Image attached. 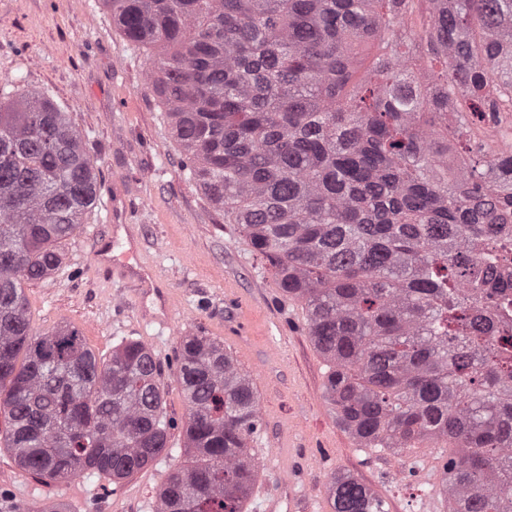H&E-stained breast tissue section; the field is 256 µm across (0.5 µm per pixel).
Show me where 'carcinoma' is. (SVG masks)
I'll use <instances>...</instances> for the list:
<instances>
[{
  "label": "carcinoma",
  "instance_id": "1",
  "mask_svg": "<svg viewBox=\"0 0 512 512\" xmlns=\"http://www.w3.org/2000/svg\"><path fill=\"white\" fill-rule=\"evenodd\" d=\"M149 57L183 171L304 303L360 448H437L449 512H512V0H102ZM96 165L44 94L0 101V411L16 465L118 485L167 449L161 368L36 334L25 286L95 207ZM192 464L158 512H244L261 430L224 343L183 337ZM333 512H387L353 475Z\"/></svg>",
  "mask_w": 512,
  "mask_h": 512
}]
</instances>
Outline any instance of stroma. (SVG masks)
Segmentation results:
<instances>
[{
	"label": "stroma",
	"mask_w": 512,
	"mask_h": 512,
	"mask_svg": "<svg viewBox=\"0 0 512 512\" xmlns=\"http://www.w3.org/2000/svg\"><path fill=\"white\" fill-rule=\"evenodd\" d=\"M146 69V52L116 29L99 0H0V83L22 74L28 91L50 94L81 132L102 182L97 205L60 246L61 267L26 288L32 327H77L101 360L120 338L144 343L163 369L166 411L175 423L167 454L113 491L95 476L42 483L1 449L0 499L39 506L55 500L68 512H156L166 473L190 462L182 428L187 405L170 363L182 337L202 330L223 343L257 389L262 430L250 446L260 490L249 512H267V497L293 485L310 497V512H332L331 481L344 473L358 476L388 512H428L431 450L415 456L360 448L339 425L324 397L330 364L308 334L304 305L284 301L267 261L186 179ZM117 180L140 230V257L165 289L168 310L136 280L94 261L96 239L110 232ZM271 450L287 458V469L265 466Z\"/></svg>",
	"instance_id": "stroma-1"
}]
</instances>
